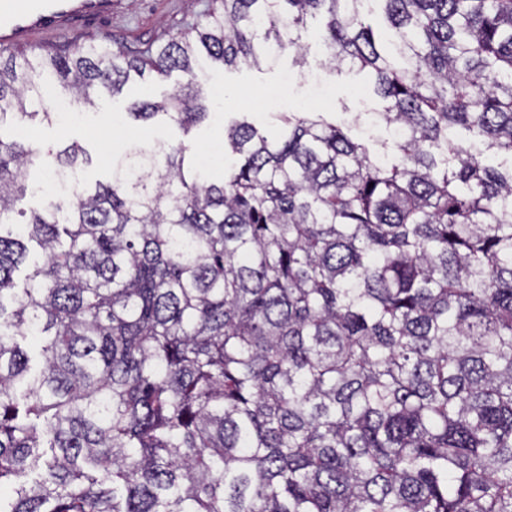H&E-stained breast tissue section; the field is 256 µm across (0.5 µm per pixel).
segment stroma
<instances>
[{
	"instance_id": "1",
	"label": "stroma",
	"mask_w": 512,
	"mask_h": 512,
	"mask_svg": "<svg viewBox=\"0 0 512 512\" xmlns=\"http://www.w3.org/2000/svg\"><path fill=\"white\" fill-rule=\"evenodd\" d=\"M111 20L90 28H63L45 42L49 51H59L74 45L99 44L104 36L138 54L158 45L168 33L186 29L200 20L214 6L215 0H115ZM308 39V74H300L293 66L291 55H284L270 67L261 69L210 70L203 78L207 87L224 94L223 114H214L190 134L165 116L149 122L135 120L127 107L135 100L158 101L179 90L187 81L184 73L173 72L160 77L149 72L131 76L120 94L102 95L97 108L72 109L60 113L55 123L35 124L20 128L12 124L0 126V137L30 138L47 144L78 141L95 156L110 161L119 156L134 141L175 144L189 140L191 147L202 155L212 154L224 137V125L239 115L268 133H277L280 113L320 109L342 114L347 122L365 128L370 114L379 110L377 100L368 94L355 93V83L367 82V75H326L320 63L324 47L316 35L318 21H310Z\"/></svg>"
}]
</instances>
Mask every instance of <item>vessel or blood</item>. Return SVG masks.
I'll use <instances>...</instances> for the list:
<instances>
[{"mask_svg":"<svg viewBox=\"0 0 512 512\" xmlns=\"http://www.w3.org/2000/svg\"><path fill=\"white\" fill-rule=\"evenodd\" d=\"M111 15L112 0H0V47L32 45L61 28Z\"/></svg>","mask_w":512,"mask_h":512,"instance_id":"1","label":"vessel or blood"}]
</instances>
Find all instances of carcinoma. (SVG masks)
<instances>
[{"mask_svg": "<svg viewBox=\"0 0 512 512\" xmlns=\"http://www.w3.org/2000/svg\"><path fill=\"white\" fill-rule=\"evenodd\" d=\"M317 17L387 137L243 119L220 177L181 141L93 185L82 144L0 138V512H512V0H221L141 56L0 48V125L149 69L188 82L129 114L187 135L198 73L302 69ZM50 166L77 194L43 198Z\"/></svg>", "mask_w": 512, "mask_h": 512, "instance_id": "cac0c4a2", "label": "carcinoma"}]
</instances>
